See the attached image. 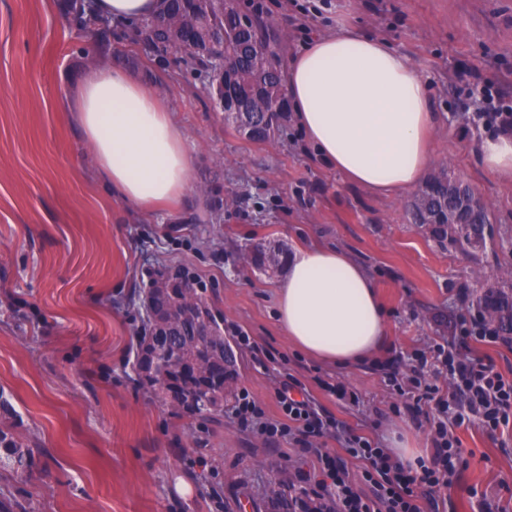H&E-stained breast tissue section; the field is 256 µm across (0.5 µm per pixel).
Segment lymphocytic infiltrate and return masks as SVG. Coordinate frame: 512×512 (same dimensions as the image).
I'll return each instance as SVG.
<instances>
[{
	"instance_id": "f902f5d3",
	"label": "lymphocytic infiltrate",
	"mask_w": 512,
	"mask_h": 512,
	"mask_svg": "<svg viewBox=\"0 0 512 512\" xmlns=\"http://www.w3.org/2000/svg\"><path fill=\"white\" fill-rule=\"evenodd\" d=\"M501 335L479 314L461 316L455 331L429 353L416 355L411 365L409 410L421 412L433 405V451L410 469L394 460L386 449L360 434H349L344 456L320 448L322 438L335 435V418L317 409L310 399H296L298 381L285 382L278 393L281 420L270 421L248 391H241L232 408V419L248 434L288 437L299 451L315 458L324 479L312 495L324 502L325 512H423V500L451 487L465 467L458 428L479 424L484 430L502 433L512 428V377L499 372L487 357L469 354V342H495ZM448 376L447 389L434 378ZM362 462V479L368 493L356 489L346 465L347 458Z\"/></svg>"
}]
</instances>
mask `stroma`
Returning <instances> with one entry per match:
<instances>
[{"label": "stroma", "mask_w": 512, "mask_h": 512, "mask_svg": "<svg viewBox=\"0 0 512 512\" xmlns=\"http://www.w3.org/2000/svg\"><path fill=\"white\" fill-rule=\"evenodd\" d=\"M288 35L283 58L314 38L353 28L386 41L427 81L441 127L431 169L447 167L485 202L487 251L443 249L411 221L412 191L379 195L320 162L294 118L269 143L224 124L223 112L177 67L124 53L117 65L155 88L192 146L189 191L142 215L100 177L66 96L92 53L74 51L64 0H0V388L23 425L0 417L31 450L20 474L0 467V501L23 512H257L279 472L311 469L287 439L264 440L228 416L178 419L132 368L150 274L190 268L225 324L265 350H237L236 389L280 419L281 382H301L337 421L384 442L413 436L429 456L430 425L410 412L379 365L408 370L415 353L450 335L476 288L512 272V180L484 170L472 123L479 91L512 107V0H264ZM285 254L313 244L346 251L379 290L389 345L342 369L294 349L275 319L284 271L242 262L246 243ZM457 435L466 468L425 512H480L470 489L512 512V431Z\"/></svg>", "instance_id": "1"}]
</instances>
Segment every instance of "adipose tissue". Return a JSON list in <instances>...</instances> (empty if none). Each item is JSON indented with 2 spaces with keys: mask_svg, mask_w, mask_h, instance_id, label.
Listing matches in <instances>:
<instances>
[{
  "mask_svg": "<svg viewBox=\"0 0 512 512\" xmlns=\"http://www.w3.org/2000/svg\"><path fill=\"white\" fill-rule=\"evenodd\" d=\"M163 0H94L115 21L156 15ZM288 106L319 157L350 181L389 194L416 186L438 125L428 85L408 59L354 29L315 38L286 76ZM70 117L113 195L141 208L183 199L190 144L158 91L119 66L88 70L71 91ZM278 325L294 348L343 368L389 342L378 290L343 250L314 245L286 260Z\"/></svg>",
  "mask_w": 512,
  "mask_h": 512,
  "instance_id": "adipose-tissue-1",
  "label": "adipose tissue"
}]
</instances>
